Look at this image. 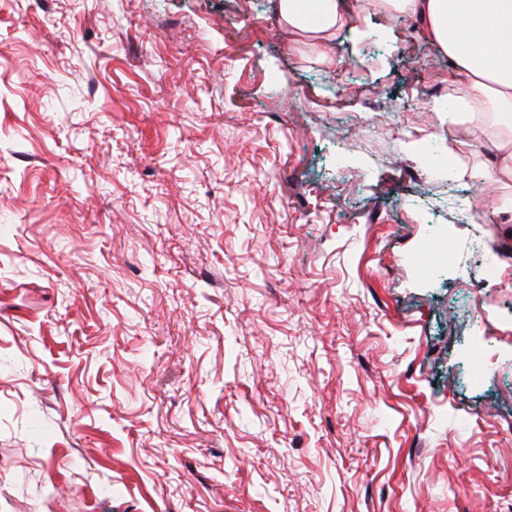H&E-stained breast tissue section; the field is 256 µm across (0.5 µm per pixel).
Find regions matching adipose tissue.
<instances>
[{
    "label": "adipose tissue",
    "mask_w": 512,
    "mask_h": 512,
    "mask_svg": "<svg viewBox=\"0 0 512 512\" xmlns=\"http://www.w3.org/2000/svg\"><path fill=\"white\" fill-rule=\"evenodd\" d=\"M409 15L417 32L448 60V85L465 118L512 143V0H386ZM280 22L326 55L336 37L353 31L369 0H276Z\"/></svg>",
    "instance_id": "obj_1"
}]
</instances>
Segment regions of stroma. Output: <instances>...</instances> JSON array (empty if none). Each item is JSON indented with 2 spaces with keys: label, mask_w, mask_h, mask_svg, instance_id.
<instances>
[{
  "label": "stroma",
  "mask_w": 512,
  "mask_h": 512,
  "mask_svg": "<svg viewBox=\"0 0 512 512\" xmlns=\"http://www.w3.org/2000/svg\"><path fill=\"white\" fill-rule=\"evenodd\" d=\"M361 28L0 0V512H512V181Z\"/></svg>",
  "instance_id": "1"
}]
</instances>
